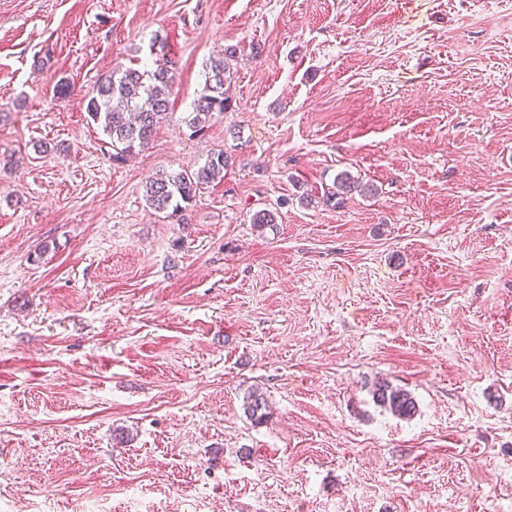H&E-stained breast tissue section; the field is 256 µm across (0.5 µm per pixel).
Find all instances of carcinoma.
I'll use <instances>...</instances> for the list:
<instances>
[{
    "mask_svg": "<svg viewBox=\"0 0 512 512\" xmlns=\"http://www.w3.org/2000/svg\"><path fill=\"white\" fill-rule=\"evenodd\" d=\"M236 50L227 49L224 55L210 60L206 66L205 82L199 97L194 100L193 112L186 126L193 135H201L208 128L212 116L230 106L232 62ZM174 77L161 58L153 67L113 69L101 76L86 111L90 119L109 139L112 158L124 159L148 145L151 137L168 117ZM233 164L232 156L222 152L207 154L204 164L178 172L159 171L145 183L148 208L155 213H177L182 205L193 201L197 193L217 180L224 179V170ZM355 189V181L347 173L336 177V190L327 192L323 199L336 204ZM372 398L379 406L394 415L410 419L417 412L411 394L385 381L374 384ZM247 415L259 423L269 414V403L264 393L254 390L245 402Z\"/></svg>",
    "mask_w": 512,
    "mask_h": 512,
    "instance_id": "cac0c4a2",
    "label": "carcinoma"
}]
</instances>
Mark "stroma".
I'll return each mask as SVG.
<instances>
[{
	"label": "stroma",
	"instance_id": "1",
	"mask_svg": "<svg viewBox=\"0 0 512 512\" xmlns=\"http://www.w3.org/2000/svg\"><path fill=\"white\" fill-rule=\"evenodd\" d=\"M156 41L113 160L87 98ZM0 512H512V0H0ZM235 55L236 49H227L224 56L212 58L206 66L203 90L194 100L193 112L185 122L191 136L202 135L215 112H224L230 106L231 70ZM164 57L153 67L114 68L101 76L86 111L109 139L112 158L139 152L168 117L174 77ZM233 164L231 155L224 151L207 154L203 165L197 168L182 169L178 172H157L145 183V197L148 208L155 213L175 215L189 204L197 193L216 180L224 178V170ZM372 398L379 406L401 418H412L417 412V405L411 394L404 389L393 387L389 382H376Z\"/></svg>",
	"mask_w": 512,
	"mask_h": 512
}]
</instances>
